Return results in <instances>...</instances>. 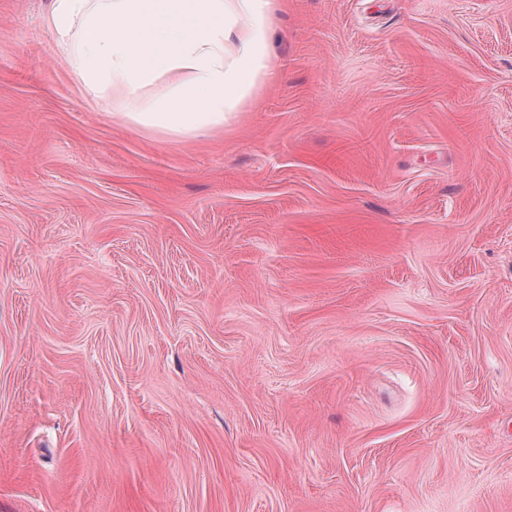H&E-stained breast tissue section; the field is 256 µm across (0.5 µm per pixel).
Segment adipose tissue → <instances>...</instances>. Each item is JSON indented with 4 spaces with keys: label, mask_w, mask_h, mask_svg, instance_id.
<instances>
[{
    "label": "adipose tissue",
    "mask_w": 512,
    "mask_h": 512,
    "mask_svg": "<svg viewBox=\"0 0 512 512\" xmlns=\"http://www.w3.org/2000/svg\"><path fill=\"white\" fill-rule=\"evenodd\" d=\"M279 0H52L46 26L86 97L178 140L231 126L271 71Z\"/></svg>",
    "instance_id": "obj_1"
}]
</instances>
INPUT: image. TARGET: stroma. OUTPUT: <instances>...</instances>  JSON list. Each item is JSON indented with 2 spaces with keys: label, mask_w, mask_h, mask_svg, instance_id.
Here are the masks:
<instances>
[{
  "label": "stroma",
  "mask_w": 512,
  "mask_h": 512,
  "mask_svg": "<svg viewBox=\"0 0 512 512\" xmlns=\"http://www.w3.org/2000/svg\"><path fill=\"white\" fill-rule=\"evenodd\" d=\"M49 4L0 0V512H512V0H281L182 141Z\"/></svg>",
  "instance_id": "obj_1"
}]
</instances>
